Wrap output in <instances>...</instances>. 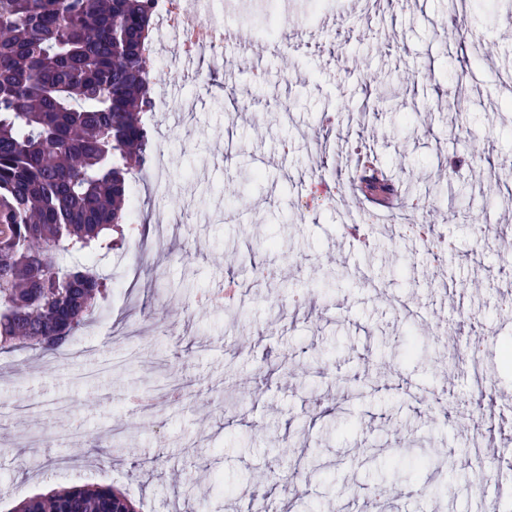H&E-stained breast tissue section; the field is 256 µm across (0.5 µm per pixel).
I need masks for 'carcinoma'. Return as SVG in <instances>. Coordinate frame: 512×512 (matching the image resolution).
Segmentation results:
<instances>
[{
  "instance_id": "cac0c4a2",
  "label": "carcinoma",
  "mask_w": 512,
  "mask_h": 512,
  "mask_svg": "<svg viewBox=\"0 0 512 512\" xmlns=\"http://www.w3.org/2000/svg\"><path fill=\"white\" fill-rule=\"evenodd\" d=\"M151 13L152 0H0V352H66L106 290L94 256L125 241L150 148ZM13 512L137 510L109 485H73Z\"/></svg>"
}]
</instances>
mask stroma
Wrapping results in <instances>:
<instances>
[{
  "label": "stroma",
  "mask_w": 512,
  "mask_h": 512,
  "mask_svg": "<svg viewBox=\"0 0 512 512\" xmlns=\"http://www.w3.org/2000/svg\"><path fill=\"white\" fill-rule=\"evenodd\" d=\"M203 14L260 32L249 63L187 55L178 33L154 68L156 90L186 111L162 113L151 140L164 150L163 188L135 187L144 211L178 222L138 253L150 225L104 258L112 279L70 352L0 353V512L74 484L129 491L144 512H247L261 488L270 512H481L480 495L512 502V445L496 463L477 451L465 415L480 395L473 372L509 399L512 433V197L487 172L512 165V9L505 0H201ZM469 68H462V59ZM267 114L266 123L254 120ZM372 163L414 197L447 183L469 201L434 208L453 245L444 264L418 244L373 229L361 248L343 233L350 212L377 202L341 180L340 154ZM314 198L306 213L298 196ZM135 266L137 281L125 270ZM270 270L256 278L255 268ZM447 285L434 287L437 273ZM244 284L235 309L200 304L227 279ZM423 328L472 313L456 348L427 342L433 362L382 355L408 322ZM482 336L479 369L459 358ZM180 392L152 414L133 395ZM413 445L453 470L373 496L375 472L408 471Z\"/></svg>",
  "instance_id": "35a3bbf8"
}]
</instances>
